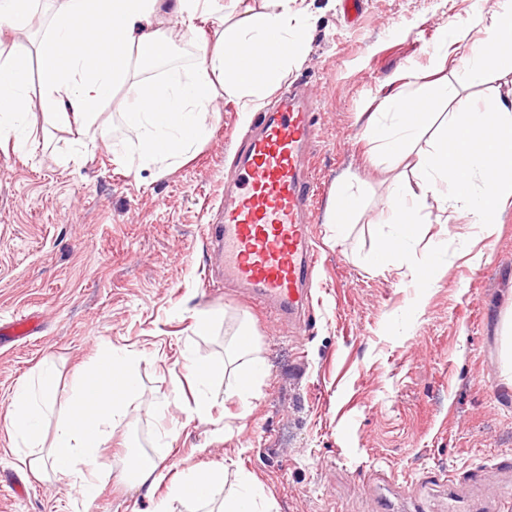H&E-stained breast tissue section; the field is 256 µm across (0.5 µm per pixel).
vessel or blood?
<instances>
[{
	"mask_svg": "<svg viewBox=\"0 0 512 512\" xmlns=\"http://www.w3.org/2000/svg\"><path fill=\"white\" fill-rule=\"evenodd\" d=\"M316 110L305 89L276 98L238 147L235 189L213 229L225 278L245 288L255 307L288 319L312 304L318 266Z\"/></svg>",
	"mask_w": 512,
	"mask_h": 512,
	"instance_id": "b4317fda",
	"label": "vessel or blood"
}]
</instances>
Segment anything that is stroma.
Segmentation results:
<instances>
[{
  "label": "stroma",
  "instance_id": "obj_1",
  "mask_svg": "<svg viewBox=\"0 0 512 512\" xmlns=\"http://www.w3.org/2000/svg\"><path fill=\"white\" fill-rule=\"evenodd\" d=\"M495 0H364L358 23L341 0H305L315 18L307 56L288 74L317 97L314 142L319 187L318 271L311 313L288 321L253 309L225 285L210 239L224 191L233 185L235 142L250 122L236 99L216 100L208 137L177 167L143 165L119 90L102 114L107 136L89 135L41 105L40 59L28 60L33 111L30 145L0 142V323L33 313L39 332L0 345V512H201L167 498L183 471L255 474L272 512H380L387 495L402 512H448L457 491L469 512H490L512 488V386L503 375L501 328L512 314V207L499 234L483 238L461 221L422 224L411 266L434 258L433 288H415L409 268H368L384 233L376 215L394 172L369 160L358 115L397 90L391 78L427 67L441 28L467 22ZM216 16L203 14L195 39H176L146 81L188 70ZM75 153L68 166L56 156ZM360 200L336 238L325 217L338 184ZM216 320L193 332V315ZM247 325L267 374L250 406L218 403L210 420L190 418L193 380L182 352L221 359ZM140 353L138 390L99 448L103 479L79 497L68 478L35 475L15 448L8 413L14 390L39 367L55 373L65 402L74 379L106 347ZM171 430L158 465L165 484H139L131 464ZM452 474L453 487L439 484ZM25 485L12 492L14 480Z\"/></svg>",
  "mask_w": 512,
  "mask_h": 512
}]
</instances>
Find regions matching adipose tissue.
Instances as JSON below:
<instances>
[{
    "mask_svg": "<svg viewBox=\"0 0 512 512\" xmlns=\"http://www.w3.org/2000/svg\"><path fill=\"white\" fill-rule=\"evenodd\" d=\"M297 0H275L272 10L251 13L244 26L217 25L213 44L198 47L191 71L169 70L149 84L138 68L167 59L173 35L155 29L154 19L169 9L179 35L194 33L201 0H61L37 48L44 72V107L72 116L85 126L101 117V106L120 89L134 95L124 114L146 164L176 165L204 139L203 116L218 93L237 98L241 109L260 108L263 93L278 87L292 64L308 50L307 26ZM29 49L15 43L0 49V138L27 146L31 110L27 100ZM459 73L461 85H480L488 77L512 75V0H497L489 13L466 23L448 22L429 68L406 75L399 91L368 115L366 135L378 154L400 163L412 158L414 181L395 176L387 187L380 221L389 231L365 263L373 268L403 266L417 240V227L432 211L466 216L492 237L512 204V88L473 106L461 86L440 79ZM452 102L449 121L429 150L418 149L421 135L438 120V100ZM240 329L233 349L234 371L186 351L185 361L198 389L191 417L209 420L218 398L212 385L232 374L233 396L249 404L265 365ZM139 353L109 348L72 388L47 461L54 474L70 478L77 493L93 495L100 479L98 448L115 426L126 397L137 390ZM56 397L43 384L18 388L12 397L11 434L15 447L38 444L43 419L54 412ZM271 505L254 478L237 472L217 512H270Z\"/></svg>",
    "mask_w": 512,
    "mask_h": 512,
    "instance_id": "1",
    "label": "adipose tissue"
}]
</instances>
